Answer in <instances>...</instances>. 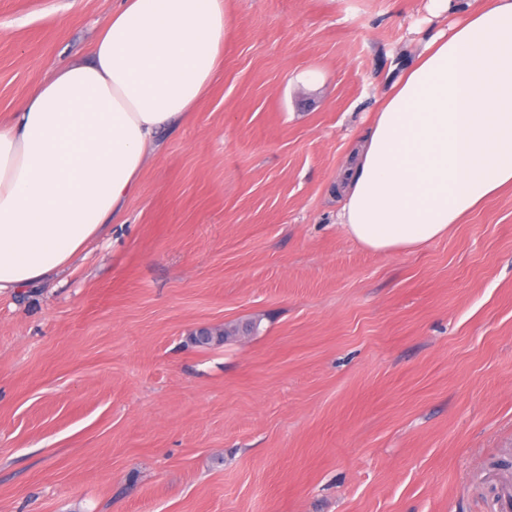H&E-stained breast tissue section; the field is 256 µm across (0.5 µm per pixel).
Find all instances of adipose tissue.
Segmentation results:
<instances>
[{"label":"adipose tissue","instance_id":"ef3b65f1","mask_svg":"<svg viewBox=\"0 0 512 512\" xmlns=\"http://www.w3.org/2000/svg\"><path fill=\"white\" fill-rule=\"evenodd\" d=\"M443 24L386 90L336 185L337 220L377 253L446 237L512 186V0H429ZM224 0H118L92 58L0 121V291L69 266L117 222L159 137L207 94Z\"/></svg>","mask_w":512,"mask_h":512}]
</instances>
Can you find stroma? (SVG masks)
Wrapping results in <instances>:
<instances>
[{"label": "stroma", "mask_w": 512, "mask_h": 512, "mask_svg": "<svg viewBox=\"0 0 512 512\" xmlns=\"http://www.w3.org/2000/svg\"><path fill=\"white\" fill-rule=\"evenodd\" d=\"M427 4L225 0L222 66L120 223L0 293V512H492L512 189L414 252L336 222ZM115 5L0 0V119L88 59Z\"/></svg>", "instance_id": "35a3bbf8"}]
</instances>
